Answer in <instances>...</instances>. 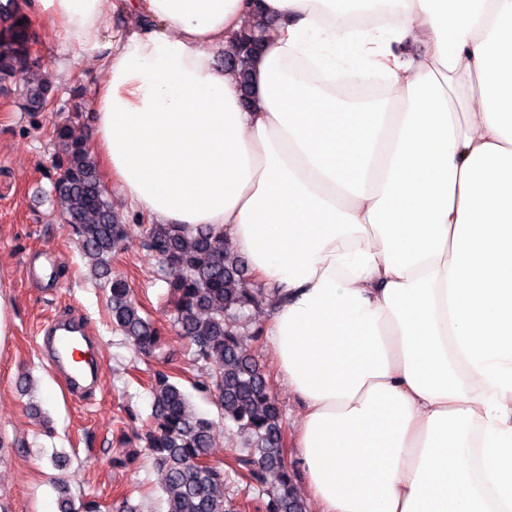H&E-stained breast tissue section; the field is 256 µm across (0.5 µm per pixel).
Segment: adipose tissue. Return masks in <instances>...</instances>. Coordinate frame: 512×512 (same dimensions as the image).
I'll list each match as a JSON object with an SVG mask.
<instances>
[{"instance_id": "adipose-tissue-1", "label": "adipose tissue", "mask_w": 512, "mask_h": 512, "mask_svg": "<svg viewBox=\"0 0 512 512\" xmlns=\"http://www.w3.org/2000/svg\"><path fill=\"white\" fill-rule=\"evenodd\" d=\"M23 5L99 62L90 150L137 215L209 225L276 291L319 512H512V0ZM259 11L246 106L219 59Z\"/></svg>"}]
</instances>
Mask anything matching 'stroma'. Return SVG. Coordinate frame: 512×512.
I'll return each instance as SVG.
<instances>
[{"label":"stroma","mask_w":512,"mask_h":512,"mask_svg":"<svg viewBox=\"0 0 512 512\" xmlns=\"http://www.w3.org/2000/svg\"><path fill=\"white\" fill-rule=\"evenodd\" d=\"M31 27L32 60L56 87L58 105L30 116L17 84L0 83V297L7 304V332L0 337V512H58L60 478L78 504L94 499L108 505L125 496L141 512H166L162 474L149 457L140 456L126 468L113 466L111 459L119 450L139 447L136 436L151 412L148 384L153 372L166 370L185 381L204 375L207 368L194 363L185 342L176 337L166 286L155 260L139 246L135 212L114 187L109 190L112 207L131 230L126 248L112 258V271L128 278L168 342L152 355H139L113 329L107 296L48 197L54 147L47 132L61 116L80 111L85 115L80 132L93 141L90 90L103 73L97 63L62 52L54 30L41 20H32ZM48 250L58 255L56 273L49 282L35 281L32 271ZM65 314L83 319L100 362L98 387L80 397L67 392L34 345L44 323ZM269 316L266 307L246 311L241 334L248 353L267 373L291 434L301 408L261 334ZM56 453L69 456L67 471L54 468L51 457Z\"/></svg>","instance_id":"obj_1"}]
</instances>
